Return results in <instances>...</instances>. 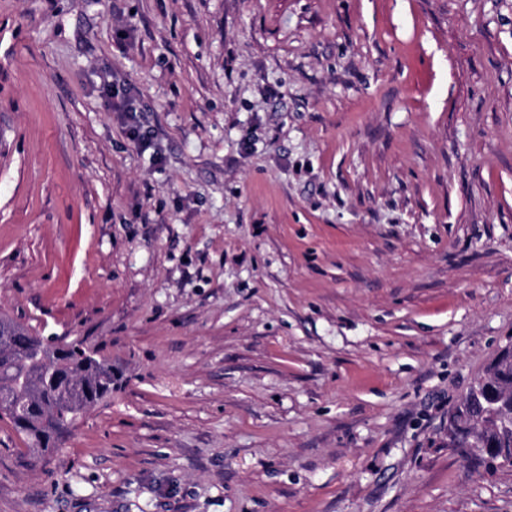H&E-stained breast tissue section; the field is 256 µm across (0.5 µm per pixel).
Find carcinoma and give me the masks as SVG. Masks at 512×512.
<instances>
[{
    "label": "carcinoma",
    "instance_id": "cac0c4a2",
    "mask_svg": "<svg viewBox=\"0 0 512 512\" xmlns=\"http://www.w3.org/2000/svg\"><path fill=\"white\" fill-rule=\"evenodd\" d=\"M43 340L23 324L0 316V419L9 421L35 458L56 451L55 439L73 429L112 396V360L82 340L64 343L59 356H46ZM512 389V344L499 351L468 396L448 413V447L488 469L509 465L478 454L493 443L512 448V428L489 424L487 393Z\"/></svg>",
    "mask_w": 512,
    "mask_h": 512
}]
</instances>
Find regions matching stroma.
<instances>
[{"mask_svg":"<svg viewBox=\"0 0 512 512\" xmlns=\"http://www.w3.org/2000/svg\"><path fill=\"white\" fill-rule=\"evenodd\" d=\"M1 313L114 381L0 512H512V0H0ZM512 389V344L505 346L488 365L483 377L471 388L468 396L448 413V446L467 457H473L478 464L488 469L512 466L498 457L477 454L483 444L495 443V448L483 452L499 453L507 458L512 452V428L497 429L485 426L492 414L486 394L505 392ZM475 391L478 394H475Z\"/></svg>","mask_w":512,"mask_h":512,"instance_id":"35a3bbf8","label":"stroma"}]
</instances>
